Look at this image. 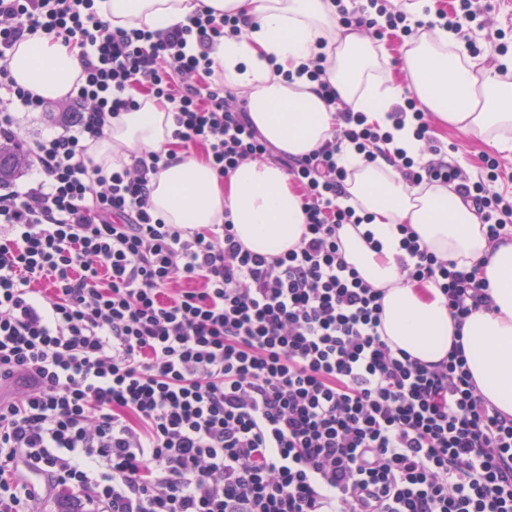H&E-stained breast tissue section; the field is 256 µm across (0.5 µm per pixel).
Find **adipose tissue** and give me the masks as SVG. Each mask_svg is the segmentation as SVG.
Segmentation results:
<instances>
[{
	"instance_id": "1",
	"label": "adipose tissue",
	"mask_w": 512,
	"mask_h": 512,
	"mask_svg": "<svg viewBox=\"0 0 512 512\" xmlns=\"http://www.w3.org/2000/svg\"><path fill=\"white\" fill-rule=\"evenodd\" d=\"M201 2L215 15L245 20L241 36L214 46V76L242 91L259 133L289 156L305 157L332 140L337 106L365 113L387 129L388 112L407 95L441 127L512 141V80L482 66L454 32L440 26L418 28L398 79L384 46L359 28L343 26L332 0H99L98 8L113 25L159 30L182 21ZM321 53L336 90L333 106L319 95L317 83L299 72ZM79 55L76 47L27 39L13 52L11 73L35 95L59 100L81 72ZM172 131L171 113L145 99L139 109L114 119L107 138L90 154L108 169L130 153L169 147ZM336 160L349 173L343 203L364 219L339 229L341 251L371 287L383 291L388 343L435 363L461 340L479 391L512 417V241H492L474 208L446 186L410 188L390 163L381 158L366 163L347 143ZM150 189L153 212L165 223L198 229L228 219L245 249L267 257L294 248L307 222L299 193L273 162L249 161L221 177L195 149L180 148L175 160L152 176ZM403 224L438 257L488 281L490 309L474 311L459 326L437 288L406 283L399 263Z\"/></svg>"
}]
</instances>
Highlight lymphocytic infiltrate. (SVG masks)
<instances>
[{
	"label": "lymphocytic infiltrate",
	"mask_w": 512,
	"mask_h": 512,
	"mask_svg": "<svg viewBox=\"0 0 512 512\" xmlns=\"http://www.w3.org/2000/svg\"><path fill=\"white\" fill-rule=\"evenodd\" d=\"M413 32L381 0L340 7L376 33L369 9ZM239 17L199 6L163 31L113 26L96 0H0V146L43 178L0 183V512H512V419L479 392L454 342L436 363L392 350L383 291L344 259L340 141L384 157L410 187L439 183L471 203L490 239L512 198L499 160L474 181L431 143L414 98L394 105L432 158L418 164L363 113L304 159L274 155L246 103L211 79L210 53ZM81 50L80 77L54 134L19 115L47 104L9 68L21 40ZM167 103L172 138L218 174L276 159L301 190L305 231L274 260L243 249L231 222L201 229L156 218L150 177L171 156L144 150L111 171L90 146L139 95ZM408 282H433L461 322L487 282L399 227ZM25 382L12 394L16 382Z\"/></svg>",
	"instance_id": "lymphocytic-infiltrate-1"
}]
</instances>
